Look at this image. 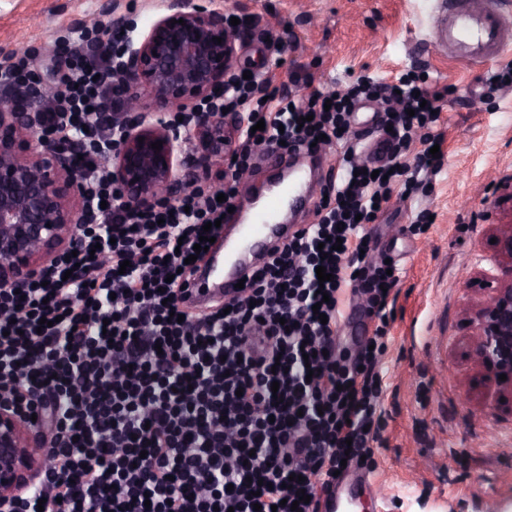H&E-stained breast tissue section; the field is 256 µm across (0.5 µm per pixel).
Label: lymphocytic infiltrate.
I'll use <instances>...</instances> for the list:
<instances>
[{"label":"lymphocytic infiltrate","instance_id":"obj_1","mask_svg":"<svg viewBox=\"0 0 512 512\" xmlns=\"http://www.w3.org/2000/svg\"><path fill=\"white\" fill-rule=\"evenodd\" d=\"M96 32L86 26L59 44L67 63L41 116L48 139L82 156L79 235L44 285L21 296L0 286V398L53 417L44 466L17 512H321L335 471L360 465L382 441L388 292L398 277L361 250L375 206L397 189L413 196L439 171L430 150L441 141V95L419 78L363 75L298 98L267 75L202 103L240 117L234 169L249 170L258 148H307L322 135L343 178L242 296L193 311L183 291L199 265L188 257L203 232L219 235L214 222L234 187L202 185L140 213L124 209L104 164L120 137L110 112L122 101L113 70L124 47L95 54ZM364 101L380 103L394 152L420 143L413 167L365 173L352 125ZM334 236L341 249L321 253ZM320 266L330 281L319 282ZM347 291L377 321L351 352L338 341Z\"/></svg>","mask_w":512,"mask_h":512}]
</instances>
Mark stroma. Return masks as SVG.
<instances>
[{
	"instance_id": "obj_1",
	"label": "stroma",
	"mask_w": 512,
	"mask_h": 512,
	"mask_svg": "<svg viewBox=\"0 0 512 512\" xmlns=\"http://www.w3.org/2000/svg\"><path fill=\"white\" fill-rule=\"evenodd\" d=\"M248 36L239 66L259 73L269 38L282 43L276 84L334 89L359 76L393 82L414 73L443 98V165L423 195L393 196L371 227L376 259L399 272L385 358L383 445L367 478L375 497L345 512H512V410L466 399L474 375L464 307L475 270L492 269L489 227L512 223V87L479 92L494 67L449 61L430 39L433 0H226ZM125 16L136 33L165 0H0V59L32 48L31 68L57 73L58 37L88 20ZM433 222L414 235L419 212Z\"/></svg>"
}]
</instances>
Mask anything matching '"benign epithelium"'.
Returning a JSON list of instances; mask_svg holds the SVG:
<instances>
[{"mask_svg":"<svg viewBox=\"0 0 512 512\" xmlns=\"http://www.w3.org/2000/svg\"><path fill=\"white\" fill-rule=\"evenodd\" d=\"M243 35L222 9L168 0L166 13L130 45L122 79L130 98L115 113L125 129L110 161L128 207L159 198L173 202L179 189L197 185L213 166L230 163L240 128L237 113L199 112L183 135L145 114L189 112L223 92L237 68L236 41ZM51 97L42 77L33 78L22 94L0 87V286L23 289L77 236L84 203L80 172L74 156L48 143L40 129V107ZM157 141L160 150L152 148ZM490 232L499 273L480 271L473 278V289L487 298L465 310L469 356L487 389L512 401V224H493ZM502 374L507 380H499ZM47 438L33 433L23 413L0 405V512L15 510L42 466L25 449L43 448Z\"/></svg>","mask_w":512,"mask_h":512,"instance_id":"1","label":"benign epithelium"}]
</instances>
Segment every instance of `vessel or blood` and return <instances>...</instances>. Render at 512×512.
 I'll return each mask as SVG.
<instances>
[{"mask_svg": "<svg viewBox=\"0 0 512 512\" xmlns=\"http://www.w3.org/2000/svg\"><path fill=\"white\" fill-rule=\"evenodd\" d=\"M434 36L456 63L486 66L512 49V16L501 10L497 0H448V11L438 19ZM268 159L287 170V181L275 192H259L239 222L225 227L223 244L213 246L209 253L210 263L224 262V274L216 280L196 276L188 290L189 306L203 308L240 296L239 280L266 258L269 243L279 232L275 216L299 197H312L313 189L293 153L279 151Z\"/></svg>", "mask_w": 512, "mask_h": 512, "instance_id": "b4317fda", "label": "vessel or blood"}]
</instances>
